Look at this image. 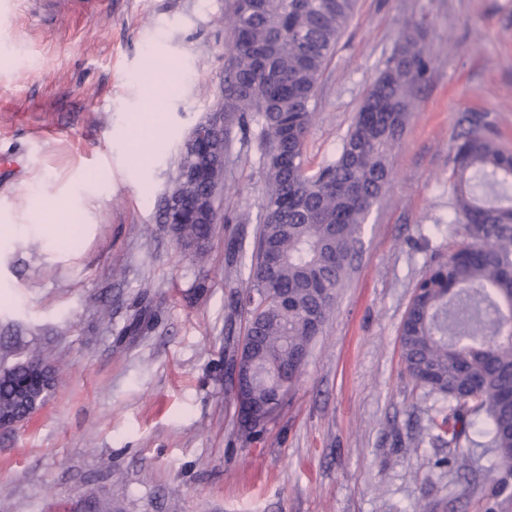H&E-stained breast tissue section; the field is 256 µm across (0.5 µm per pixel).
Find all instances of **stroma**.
<instances>
[{"instance_id":"1","label":"stroma","mask_w":512,"mask_h":512,"mask_svg":"<svg viewBox=\"0 0 512 512\" xmlns=\"http://www.w3.org/2000/svg\"><path fill=\"white\" fill-rule=\"evenodd\" d=\"M233 0H0V369L54 372L44 404L0 432V512H512L485 437L434 441L446 402L405 373L400 327L418 280L463 244L448 177L464 112H490L512 151V0H358L317 89L310 167L335 158L405 21L426 79L363 226L362 247L300 381L264 433L238 434L224 348L243 315L219 225L204 261L159 221L183 142L220 99ZM150 76L143 89L141 76ZM158 107L140 154L132 114ZM256 149L233 142L219 205L258 212ZM78 197L73 246H53L37 197ZM149 331L124 335L139 304ZM463 450L466 463L442 458Z\"/></svg>"}]
</instances>
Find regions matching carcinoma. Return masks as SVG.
<instances>
[{"mask_svg":"<svg viewBox=\"0 0 512 512\" xmlns=\"http://www.w3.org/2000/svg\"><path fill=\"white\" fill-rule=\"evenodd\" d=\"M356 4L234 0L224 18L232 35L224 129L215 131L224 152L182 150L170 200L159 208L160 223L200 257L217 225L256 221L250 260L243 240L229 245L227 287L257 342L248 362L261 376L248 394L277 410L299 382L300 358L333 312L428 69L423 30L406 28L336 158L308 172L318 80ZM458 125L450 180L456 220L469 242L438 258L417 283L400 329L401 357L417 384L448 401V410L429 419L435 440L456 444L482 420L480 434L503 473L495 491L501 495L512 476V152L485 116L465 113ZM235 127L259 152L264 194L253 220L203 209ZM29 379L23 362L0 371V415L23 420L42 405L48 388Z\"/></svg>","mask_w":512,"mask_h":512,"instance_id":"cac0c4a2","label":"carcinoma"}]
</instances>
